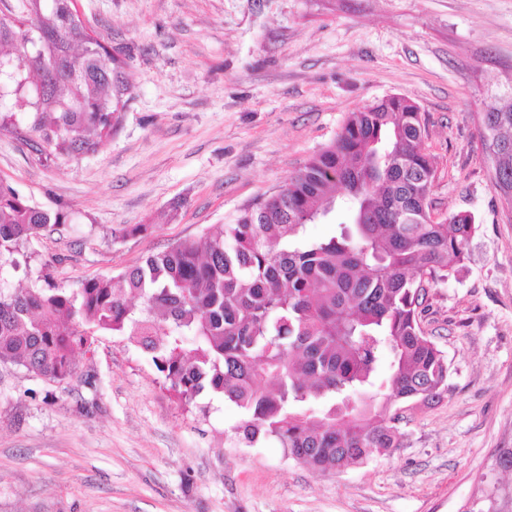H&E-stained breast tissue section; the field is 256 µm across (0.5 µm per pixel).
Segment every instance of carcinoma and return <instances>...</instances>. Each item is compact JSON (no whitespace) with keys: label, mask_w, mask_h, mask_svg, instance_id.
<instances>
[{"label":"carcinoma","mask_w":512,"mask_h":512,"mask_svg":"<svg viewBox=\"0 0 512 512\" xmlns=\"http://www.w3.org/2000/svg\"><path fill=\"white\" fill-rule=\"evenodd\" d=\"M0 10V129L72 157L112 134L128 81L73 0ZM494 188L512 207V97L483 113ZM419 106L391 95L351 112L279 189L204 242L152 253L76 289L0 290V362L51 381L112 333L137 344L177 397L233 403L238 441H274L318 470L402 447L405 413L448 391V358L419 321L427 286L463 265L475 218L430 215L435 172ZM330 219L323 238L308 226ZM0 181V273L67 223Z\"/></svg>","instance_id":"obj_1"}]
</instances>
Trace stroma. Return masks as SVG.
I'll return each instance as SVG.
<instances>
[{"label":"stroma","instance_id":"1","mask_svg":"<svg viewBox=\"0 0 512 512\" xmlns=\"http://www.w3.org/2000/svg\"><path fill=\"white\" fill-rule=\"evenodd\" d=\"M124 63L121 119L93 152H33L0 131V180L71 221L32 238L76 288L201 240L278 190L348 113L412 99L436 170V214L477 230L421 326L448 391L409 411L403 448L316 472L237 442L238 408L184 404L125 337L99 336L62 382L0 363V512H512V210L492 181L481 114L512 93V0H77ZM148 225L115 239L114 228Z\"/></svg>","mask_w":512,"mask_h":512}]
</instances>
